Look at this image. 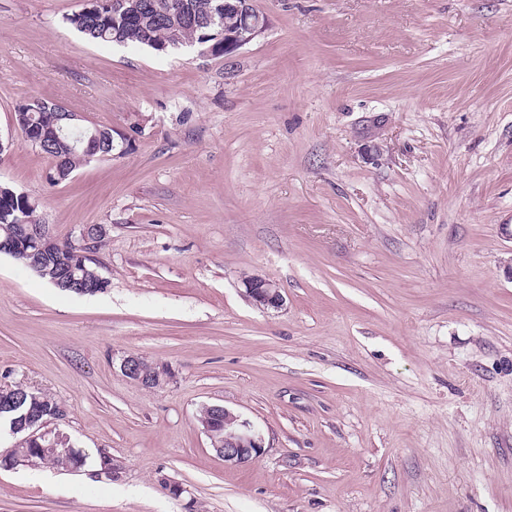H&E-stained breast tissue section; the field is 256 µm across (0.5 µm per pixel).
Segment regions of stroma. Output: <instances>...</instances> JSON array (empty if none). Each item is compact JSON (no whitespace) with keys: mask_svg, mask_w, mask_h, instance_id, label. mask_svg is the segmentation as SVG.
Returning <instances> with one entry per match:
<instances>
[{"mask_svg":"<svg viewBox=\"0 0 512 512\" xmlns=\"http://www.w3.org/2000/svg\"><path fill=\"white\" fill-rule=\"evenodd\" d=\"M84 5L0 0V182L57 240L104 227L109 286L0 253V386L122 474L2 468L0 512H512V0H255L226 57L90 42ZM36 99L112 154L51 185L12 124ZM205 405L262 455L225 465ZM246 296L261 309H277L282 306L283 296L280 288L268 278L252 275L244 279ZM24 389L21 391L17 387L13 386V388L17 392H21L24 395V404L22 406L23 401V395L21 393H13L11 396L8 397H0V412H16L20 408L22 412H26L29 408L33 409L34 411L40 412L43 417L42 419H56L59 414L65 412V409L61 407L60 410V401L56 397L47 394L45 392L41 391H28L30 389L21 386ZM20 413H2L0 416V422L2 423V420H8V424L11 430V421L13 418L19 416Z\"/></svg>","mask_w":512,"mask_h":512,"instance_id":"obj_1","label":"stroma"}]
</instances>
